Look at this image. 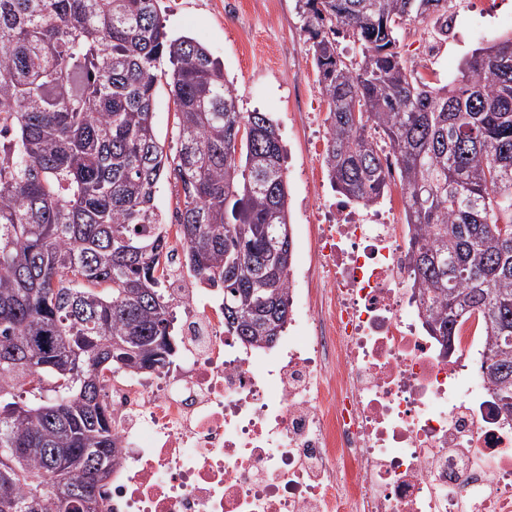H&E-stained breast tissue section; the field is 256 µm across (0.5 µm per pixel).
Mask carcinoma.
Returning a JSON list of instances; mask_svg holds the SVG:
<instances>
[{
	"label": "carcinoma",
	"instance_id": "carcinoma-1",
	"mask_svg": "<svg viewBox=\"0 0 512 512\" xmlns=\"http://www.w3.org/2000/svg\"><path fill=\"white\" fill-rule=\"evenodd\" d=\"M297 2L328 103L331 184L370 208L399 180L426 330L446 353L479 318L481 372L511 416L512 37L436 86L398 33L429 19L448 36V0ZM157 4L0 0V512H108L118 451L104 372L153 373L177 354L167 225L189 270L224 291L225 332L264 347L288 322L277 124L240 111L221 65L171 37ZM341 32L360 59L342 55ZM162 80L178 109L173 157L153 125ZM164 178L178 187L170 216L156 205Z\"/></svg>",
	"mask_w": 512,
	"mask_h": 512
}]
</instances>
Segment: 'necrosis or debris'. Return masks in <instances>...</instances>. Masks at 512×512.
Returning <instances> with one entry per match:
<instances>
[{"mask_svg":"<svg viewBox=\"0 0 512 512\" xmlns=\"http://www.w3.org/2000/svg\"><path fill=\"white\" fill-rule=\"evenodd\" d=\"M407 237L337 204L287 336L250 351L170 238L181 361L106 383L109 512H512V419L469 368L485 338L468 320L447 357L425 335Z\"/></svg>","mask_w":512,"mask_h":512,"instance_id":"obj_1","label":"necrosis or debris"}]
</instances>
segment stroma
<instances>
[{
  "label": "stroma",
  "mask_w": 512,
  "mask_h": 512,
  "mask_svg": "<svg viewBox=\"0 0 512 512\" xmlns=\"http://www.w3.org/2000/svg\"><path fill=\"white\" fill-rule=\"evenodd\" d=\"M169 35L188 36L224 67L238 92L240 111L268 113L277 123L286 154L293 266L305 265L313 224L332 223L340 193L323 167L327 102L318 83L305 19L296 0H159ZM448 37L431 40L430 23L413 22L399 32V50L435 83L453 81L475 49L512 36V0H453ZM154 123L168 155L178 147V114L167 85L156 95Z\"/></svg>",
  "instance_id": "1"
}]
</instances>
